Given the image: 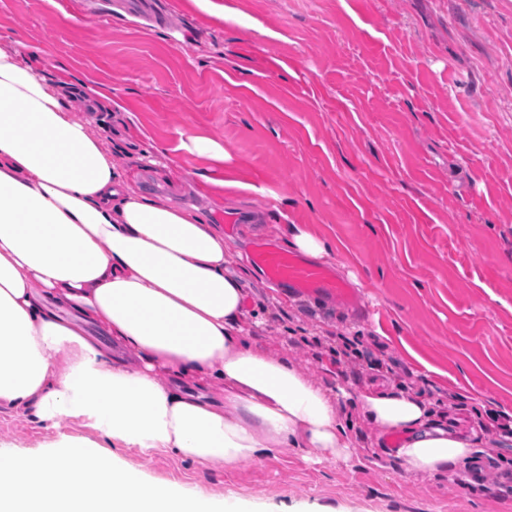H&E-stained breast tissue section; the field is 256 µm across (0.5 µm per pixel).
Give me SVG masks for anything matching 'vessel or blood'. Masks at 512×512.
Instances as JSON below:
<instances>
[{
    "label": "vessel or blood",
    "instance_id": "obj_1",
    "mask_svg": "<svg viewBox=\"0 0 512 512\" xmlns=\"http://www.w3.org/2000/svg\"><path fill=\"white\" fill-rule=\"evenodd\" d=\"M249 260L274 284L309 295L336 296L343 299L351 296L346 282L334 277L326 267L307 262L296 253L273 242L256 241L249 253Z\"/></svg>",
    "mask_w": 512,
    "mask_h": 512
}]
</instances>
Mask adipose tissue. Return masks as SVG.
Here are the masks:
<instances>
[{"label":"adipose tissue","instance_id":"1","mask_svg":"<svg viewBox=\"0 0 512 512\" xmlns=\"http://www.w3.org/2000/svg\"><path fill=\"white\" fill-rule=\"evenodd\" d=\"M45 52L0 48V406L47 426L81 419L112 445L61 437L33 456L0 453V512H243L162 488L118 452L170 451L235 466L281 448L349 460L338 400L399 436L407 471L442 476L478 443L404 391L337 393L254 346L243 275L223 231L143 195ZM110 336L107 349L88 335Z\"/></svg>","mask_w":512,"mask_h":512}]
</instances>
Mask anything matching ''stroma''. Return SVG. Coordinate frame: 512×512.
Segmentation results:
<instances>
[{
	"mask_svg": "<svg viewBox=\"0 0 512 512\" xmlns=\"http://www.w3.org/2000/svg\"><path fill=\"white\" fill-rule=\"evenodd\" d=\"M96 2L89 15L80 0H0V47H42L53 77L77 72L111 95L92 118L125 141L119 166L146 195L197 209L245 267L257 345L296 359L294 339L338 330L379 342L459 434L480 409L512 418V0H214L240 17L223 25L192 0H160L156 23ZM198 138L223 158L199 154ZM278 224L329 241L324 263L355 301H271L247 255ZM297 367L353 393L386 382L343 379L328 355ZM352 424L346 462L289 448L233 468L121 458L247 512H512L511 442L482 480L460 463L453 488L406 472L386 434ZM63 434L96 437L0 408V448L35 455Z\"/></svg>",
	"mask_w": 512,
	"mask_h": 512,
	"instance_id": "obj_1",
	"label": "stroma"
}]
</instances>
